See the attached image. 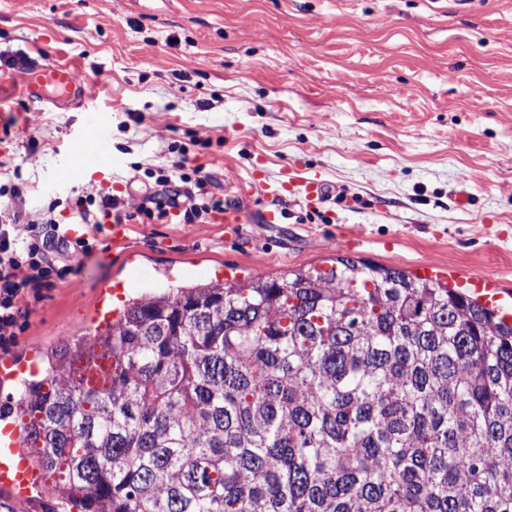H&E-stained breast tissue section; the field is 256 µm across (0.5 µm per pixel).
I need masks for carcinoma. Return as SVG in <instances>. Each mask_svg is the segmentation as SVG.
Instances as JSON below:
<instances>
[{"mask_svg":"<svg viewBox=\"0 0 512 512\" xmlns=\"http://www.w3.org/2000/svg\"><path fill=\"white\" fill-rule=\"evenodd\" d=\"M76 512H512V326L408 271L135 298L17 399Z\"/></svg>","mask_w":512,"mask_h":512,"instance_id":"1","label":"carcinoma"}]
</instances>
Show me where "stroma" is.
Here are the masks:
<instances>
[{
    "mask_svg": "<svg viewBox=\"0 0 512 512\" xmlns=\"http://www.w3.org/2000/svg\"><path fill=\"white\" fill-rule=\"evenodd\" d=\"M25 57L71 61L94 98L28 101L15 91ZM0 99V171L21 167L30 218L67 223L63 199L109 185L135 216L157 170L181 162L251 219L235 237L217 213L133 219L121 245L99 235L29 297L11 355L92 335L104 286L281 275L336 253L512 289V0H0ZM94 127L110 162L62 178ZM257 169L271 183L319 175L342 198L240 195ZM268 207L285 223H261ZM135 267L148 277L125 286Z\"/></svg>",
    "mask_w": 512,
    "mask_h": 512,
    "instance_id": "stroma-1",
    "label": "stroma"
}]
</instances>
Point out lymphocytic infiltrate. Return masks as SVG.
<instances>
[{"mask_svg":"<svg viewBox=\"0 0 512 512\" xmlns=\"http://www.w3.org/2000/svg\"><path fill=\"white\" fill-rule=\"evenodd\" d=\"M208 177L189 178L182 164L160 170L156 189L148 196L143 212L147 218L164 220L171 210H180L187 224L208 223L211 213L221 211L212 199ZM127 221L117 195L100 190L78 196L71 207L69 224L99 226L101 219ZM69 224L58 223L51 213L27 219L19 208H0V351L9 352L25 326L28 296L37 294L52 275H63L56 260L64 255L89 253L88 240H71Z\"/></svg>","mask_w":512,"mask_h":512,"instance_id":"f902f5d3","label":"lymphocytic infiltrate"}]
</instances>
